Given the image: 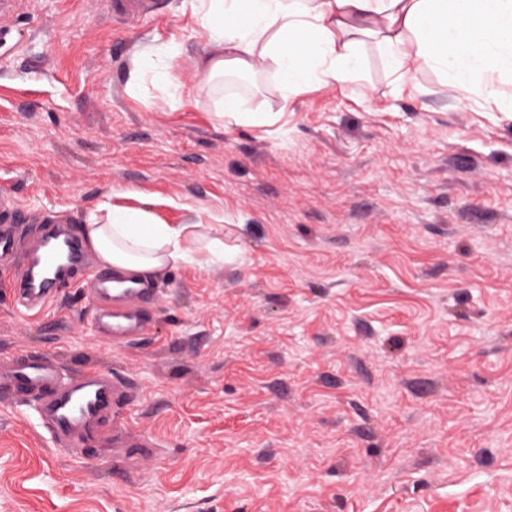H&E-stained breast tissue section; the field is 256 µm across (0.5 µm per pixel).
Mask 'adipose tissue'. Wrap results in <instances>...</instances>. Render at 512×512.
Instances as JSON below:
<instances>
[{"label":"adipose tissue","mask_w":512,"mask_h":512,"mask_svg":"<svg viewBox=\"0 0 512 512\" xmlns=\"http://www.w3.org/2000/svg\"><path fill=\"white\" fill-rule=\"evenodd\" d=\"M198 22L207 36L202 93L226 74L263 69L287 99L354 80L366 37L393 73L420 60L453 89L476 84L493 98L492 75L512 74V0H200ZM83 229L100 262L146 284L195 260L188 225L159 224L143 210L104 202L84 213Z\"/></svg>","instance_id":"obj_1"}]
</instances>
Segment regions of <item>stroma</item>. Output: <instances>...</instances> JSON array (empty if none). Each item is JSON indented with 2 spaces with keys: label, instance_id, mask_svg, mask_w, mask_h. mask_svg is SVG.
Masks as SVG:
<instances>
[{
  "label": "stroma",
  "instance_id": "obj_1",
  "mask_svg": "<svg viewBox=\"0 0 512 512\" xmlns=\"http://www.w3.org/2000/svg\"><path fill=\"white\" fill-rule=\"evenodd\" d=\"M193 4L117 33L102 0H33L0 46L24 238L109 201L225 249L162 276L126 345L83 292L98 258L32 310L0 266V365L122 377L110 428L153 442L73 457L33 398L0 397V512H512V112L397 78L370 39L343 86L286 103L261 71L200 95ZM229 92L275 122L219 121Z\"/></svg>",
  "mask_w": 512,
  "mask_h": 512
}]
</instances>
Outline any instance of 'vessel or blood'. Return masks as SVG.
Segmentation results:
<instances>
[{
    "mask_svg": "<svg viewBox=\"0 0 512 512\" xmlns=\"http://www.w3.org/2000/svg\"><path fill=\"white\" fill-rule=\"evenodd\" d=\"M19 0H0V44L15 36L12 16ZM113 20L131 25L151 14L155 0H108ZM17 209L8 199L0 200V263L15 261L18 268L13 288L16 306L31 309L44 299L69 287L67 275H56L60 256H68L73 266L87 263L82 240L72 232L52 230L28 241L21 240ZM87 296L99 305L96 327L102 335L120 343L144 335L146 308L155 296L150 288L112 286L109 275L96 273L87 284ZM5 390L11 396L39 392L37 412L59 447L91 448L97 445L100 422L127 400L124 383L114 375L88 370L77 377L65 376L56 360L48 357H23L9 372Z\"/></svg>",
    "mask_w": 512,
    "mask_h": 512,
    "instance_id": "vessel-or-blood-1",
    "label": "vessel or blood"
}]
</instances>
